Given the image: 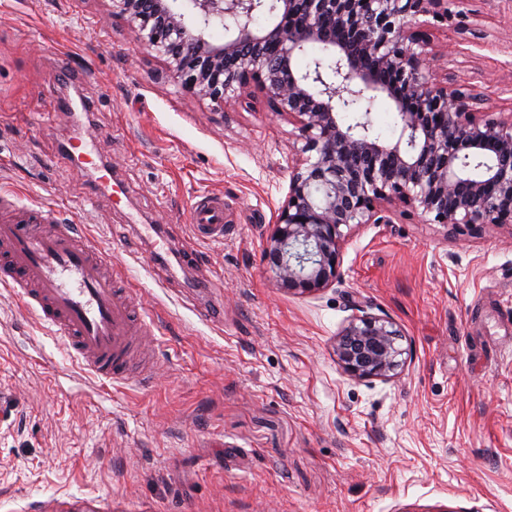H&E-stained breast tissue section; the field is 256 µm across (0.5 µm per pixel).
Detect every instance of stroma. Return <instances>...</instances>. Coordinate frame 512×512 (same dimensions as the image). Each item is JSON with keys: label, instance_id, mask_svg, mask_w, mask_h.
<instances>
[{"label": "stroma", "instance_id": "obj_1", "mask_svg": "<svg viewBox=\"0 0 512 512\" xmlns=\"http://www.w3.org/2000/svg\"><path fill=\"white\" fill-rule=\"evenodd\" d=\"M434 35L484 111L512 107V0H452ZM163 68L111 0H0V188L127 269L155 358L149 386L103 385L0 287V512H512V227L387 206L346 237L341 283L282 292L262 245L297 124L256 89L213 110ZM208 194L220 243L192 233ZM353 302L402 330L394 378L340 369ZM80 146L83 147V156L85 160L82 161V163L89 169H92L93 171L98 172L100 175L97 178V185L100 188L104 189H111L113 194V202L115 204L120 203L121 198L120 194L123 193L122 189H120L119 185L117 183H112V175L111 173L103 166H99L96 164L93 160V153L91 150L88 149L89 142L85 139L79 140ZM117 188V189H116Z\"/></svg>", "mask_w": 512, "mask_h": 512}]
</instances>
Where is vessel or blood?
<instances>
[{"label": "vessel or blood", "mask_w": 512, "mask_h": 512, "mask_svg": "<svg viewBox=\"0 0 512 512\" xmlns=\"http://www.w3.org/2000/svg\"><path fill=\"white\" fill-rule=\"evenodd\" d=\"M51 208L28 209L0 224V285L55 328L83 369L109 384L132 380L131 337L141 319L111 258ZM196 238L224 239V199L207 195L193 208Z\"/></svg>", "instance_id": "obj_1"}]
</instances>
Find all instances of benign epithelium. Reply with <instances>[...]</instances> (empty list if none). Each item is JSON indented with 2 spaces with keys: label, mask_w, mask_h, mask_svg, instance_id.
Instances as JSON below:
<instances>
[{
  "label": "benign epithelium",
  "mask_w": 512,
  "mask_h": 512,
  "mask_svg": "<svg viewBox=\"0 0 512 512\" xmlns=\"http://www.w3.org/2000/svg\"><path fill=\"white\" fill-rule=\"evenodd\" d=\"M138 48L165 58L181 93L224 110L249 88L299 125L302 157L278 208L263 257L276 286L317 294L339 282L344 230L404 205L457 233L512 227V113L494 118L471 88L438 83L429 37L448 0H111ZM267 17L265 26L256 17ZM219 23L224 42L209 39ZM307 44L327 59L294 65ZM382 93L399 118L394 141L341 111ZM336 340L343 372L388 380L404 365L401 331L352 303Z\"/></svg>",
  "instance_id": "1"
}]
</instances>
